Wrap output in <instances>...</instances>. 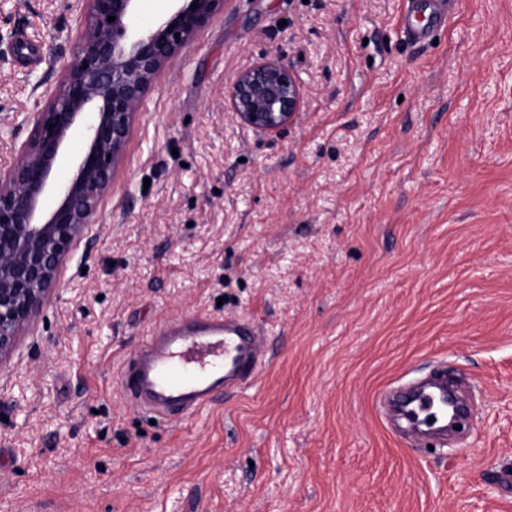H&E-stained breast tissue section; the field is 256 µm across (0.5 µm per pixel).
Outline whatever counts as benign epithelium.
Returning a JSON list of instances; mask_svg holds the SVG:
<instances>
[{
  "mask_svg": "<svg viewBox=\"0 0 512 512\" xmlns=\"http://www.w3.org/2000/svg\"><path fill=\"white\" fill-rule=\"evenodd\" d=\"M136 2L81 0L60 81L34 114L16 160L0 167V363L52 297L73 246L96 223L154 80L224 4L174 0L169 17L141 29ZM228 97L241 125L277 133L300 112L303 85L272 59L241 72ZM78 131L85 147L72 157L67 145Z\"/></svg>",
  "mask_w": 512,
  "mask_h": 512,
  "instance_id": "7a95c632",
  "label": "benign epithelium"
}]
</instances>
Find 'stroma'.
<instances>
[{"mask_svg": "<svg viewBox=\"0 0 512 512\" xmlns=\"http://www.w3.org/2000/svg\"><path fill=\"white\" fill-rule=\"evenodd\" d=\"M406 0H227L157 77L96 224L0 368V512H512V0H457L437 44ZM73 0L0 6V161L71 56ZM279 59L294 122L228 90ZM250 318L270 361L150 420L118 368L148 329ZM442 372L457 440L389 423ZM228 97L241 125L277 133L300 112L303 85L287 64L272 59L241 72Z\"/></svg>", "mask_w": 512, "mask_h": 512, "instance_id": "obj_1", "label": "stroma"}]
</instances>
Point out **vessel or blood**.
I'll use <instances>...</instances> for the list:
<instances>
[{"label":"vessel or blood","mask_w":512,"mask_h":512,"mask_svg":"<svg viewBox=\"0 0 512 512\" xmlns=\"http://www.w3.org/2000/svg\"><path fill=\"white\" fill-rule=\"evenodd\" d=\"M457 0H408L401 28L414 43L447 25ZM268 362L267 337L251 320L190 313L155 326L120 367L119 381L132 407L160 415L190 414L242 389ZM407 433L448 432V383L412 386L391 410Z\"/></svg>","instance_id":"vessel-or-blood-1"}]
</instances>
